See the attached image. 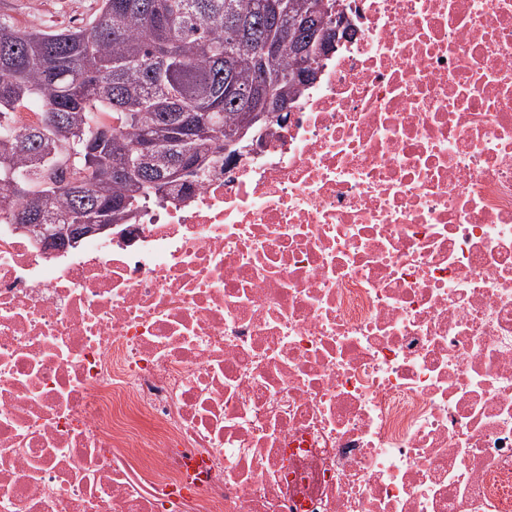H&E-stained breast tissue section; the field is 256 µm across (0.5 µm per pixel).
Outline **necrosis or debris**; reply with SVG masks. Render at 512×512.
Instances as JSON below:
<instances>
[{"label":"necrosis or debris","instance_id":"obj_1","mask_svg":"<svg viewBox=\"0 0 512 512\" xmlns=\"http://www.w3.org/2000/svg\"><path fill=\"white\" fill-rule=\"evenodd\" d=\"M338 12L188 192L0 224V512H512V0Z\"/></svg>","mask_w":512,"mask_h":512}]
</instances>
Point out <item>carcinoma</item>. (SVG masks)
Listing matches in <instances>:
<instances>
[{"instance_id": "1", "label": "carcinoma", "mask_w": 512, "mask_h": 512, "mask_svg": "<svg viewBox=\"0 0 512 512\" xmlns=\"http://www.w3.org/2000/svg\"><path fill=\"white\" fill-rule=\"evenodd\" d=\"M310 45L297 56L292 20ZM333 26L323 0H101L84 27L20 28L0 15V198L11 224L44 223V201L79 223L125 224L197 167L206 174L266 96L293 101ZM267 43L279 45L255 87ZM22 108L45 109L17 125ZM156 151L138 161L140 146Z\"/></svg>"}]
</instances>
